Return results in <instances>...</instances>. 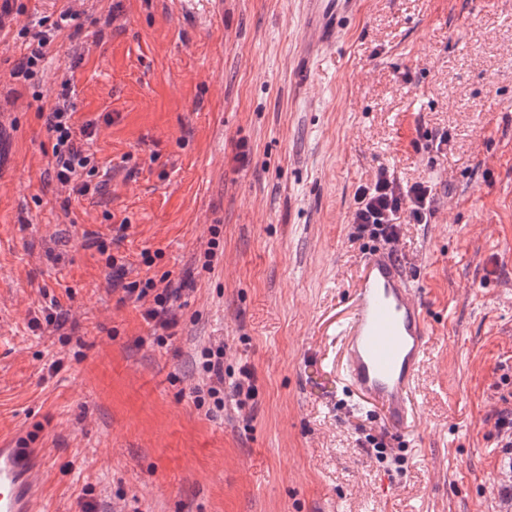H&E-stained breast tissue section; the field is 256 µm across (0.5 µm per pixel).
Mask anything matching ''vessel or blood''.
Returning <instances> with one entry per match:
<instances>
[{
    "mask_svg": "<svg viewBox=\"0 0 512 512\" xmlns=\"http://www.w3.org/2000/svg\"><path fill=\"white\" fill-rule=\"evenodd\" d=\"M318 15L319 41L306 51L321 53L341 19L358 0H310ZM429 334L419 291L388 248L368 251L352 288L347 317L339 323L341 367L347 385L367 402L379 404L394 425L413 414L412 391ZM36 448H0V512H36L41 498Z\"/></svg>",
    "mask_w": 512,
    "mask_h": 512,
    "instance_id": "b4317fda",
    "label": "vessel or blood"
}]
</instances>
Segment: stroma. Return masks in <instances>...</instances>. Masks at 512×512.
Instances as JSON below:
<instances>
[{
    "mask_svg": "<svg viewBox=\"0 0 512 512\" xmlns=\"http://www.w3.org/2000/svg\"><path fill=\"white\" fill-rule=\"evenodd\" d=\"M362 3L311 67L304 0H87L28 84L0 33V445L44 450L41 512H512V0ZM69 69L104 175L72 199L44 124ZM383 166L435 186L401 230L429 320L403 427L336 371L353 196ZM113 256L182 288L166 344ZM220 345L245 407L188 396Z\"/></svg>",
    "mask_w": 512,
    "mask_h": 512,
    "instance_id": "35a3bbf8",
    "label": "stroma"
}]
</instances>
